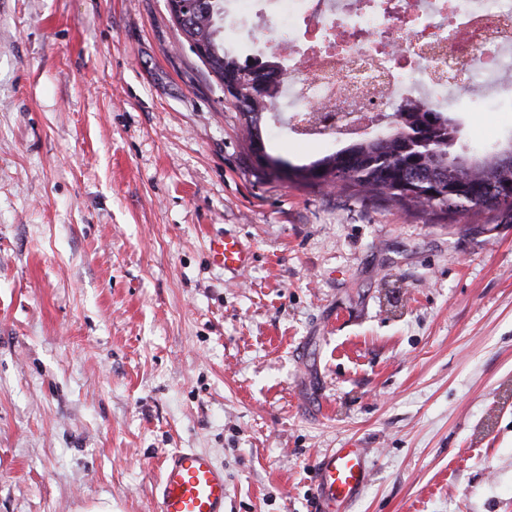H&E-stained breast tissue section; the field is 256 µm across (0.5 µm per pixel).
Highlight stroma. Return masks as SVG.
<instances>
[{
  "mask_svg": "<svg viewBox=\"0 0 512 512\" xmlns=\"http://www.w3.org/2000/svg\"><path fill=\"white\" fill-rule=\"evenodd\" d=\"M286 108L267 152H333ZM450 108L512 140L511 96ZM467 222L258 173L167 0H0V512H155L179 448L225 512H318L351 441L347 512H512V224ZM212 260L224 266V269L242 271L251 261V252L239 240L223 237L210 243ZM314 463L320 512H341L369 480L368 452L357 444L320 454Z\"/></svg>",
  "mask_w": 512,
  "mask_h": 512,
  "instance_id": "35a3bbf8",
  "label": "stroma"
}]
</instances>
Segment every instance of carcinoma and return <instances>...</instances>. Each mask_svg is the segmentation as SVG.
<instances>
[{
	"label": "carcinoma",
	"instance_id": "1",
	"mask_svg": "<svg viewBox=\"0 0 512 512\" xmlns=\"http://www.w3.org/2000/svg\"><path fill=\"white\" fill-rule=\"evenodd\" d=\"M222 9L224 0H190V24L180 29L188 43L207 48L203 65L210 72L220 80L231 75L238 81L234 101L251 150L267 134L266 114L279 97L281 65L242 61L228 51ZM389 118L386 139L355 140L308 165L293 166L267 152L264 156L309 185H332L407 212L450 221L462 215L484 224L512 223V200L502 198L512 193V142L479 156L456 152L455 120L446 112H421L412 100L402 101Z\"/></svg>",
	"mask_w": 512,
	"mask_h": 512
}]
</instances>
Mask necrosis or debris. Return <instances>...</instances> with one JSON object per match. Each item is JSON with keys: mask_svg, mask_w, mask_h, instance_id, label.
I'll return each mask as SVG.
<instances>
[{"mask_svg": "<svg viewBox=\"0 0 512 512\" xmlns=\"http://www.w3.org/2000/svg\"><path fill=\"white\" fill-rule=\"evenodd\" d=\"M242 19L287 57L290 122L306 112L358 118L333 136H369L397 99L444 112L468 92L512 89V0H237Z\"/></svg>", "mask_w": 512, "mask_h": 512, "instance_id": "1", "label": "necrosis or debris"}]
</instances>
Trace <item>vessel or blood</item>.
I'll return each instance as SVG.
<instances>
[{
  "label": "vessel or blood",
  "mask_w": 512,
  "mask_h": 512,
  "mask_svg": "<svg viewBox=\"0 0 512 512\" xmlns=\"http://www.w3.org/2000/svg\"><path fill=\"white\" fill-rule=\"evenodd\" d=\"M212 260L224 268L244 270L251 252L239 240L223 237L210 243ZM320 512H343L367 484L368 453L350 444L315 459ZM157 512H224V470L211 456L193 448L166 456L156 489Z\"/></svg>",
  "instance_id": "obj_1"
}]
</instances>
